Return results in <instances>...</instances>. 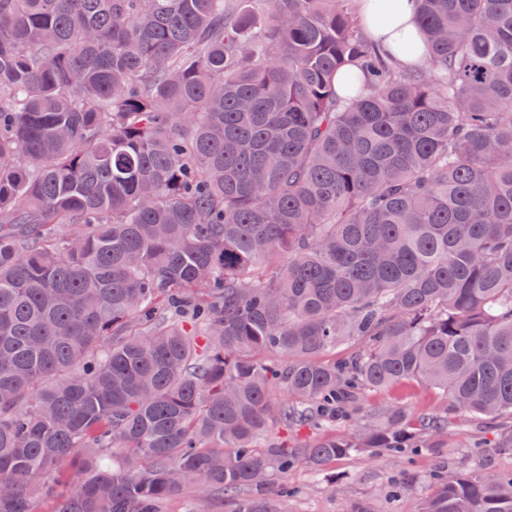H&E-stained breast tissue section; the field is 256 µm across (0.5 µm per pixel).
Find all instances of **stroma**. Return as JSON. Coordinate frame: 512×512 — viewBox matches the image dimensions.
I'll return each mask as SVG.
<instances>
[{
	"label": "stroma",
	"instance_id": "1",
	"mask_svg": "<svg viewBox=\"0 0 512 512\" xmlns=\"http://www.w3.org/2000/svg\"><path fill=\"white\" fill-rule=\"evenodd\" d=\"M398 402L415 414H432L442 406L433 390L415 385L371 392L365 408L373 411ZM498 426L495 419L463 415L453 426L457 447L437 454L393 455L366 448L337 461L331 477L299 466L288 475L289 485L298 494L280 501L279 512H420L429 491L428 477L436 466L453 475L466 473L478 463L489 472L512 470L511 454L465 445L470 438H492Z\"/></svg>",
	"mask_w": 512,
	"mask_h": 512
}]
</instances>
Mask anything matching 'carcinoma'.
Returning <instances> with one entry per match:
<instances>
[{"label":"carcinoma","instance_id":"1","mask_svg":"<svg viewBox=\"0 0 512 512\" xmlns=\"http://www.w3.org/2000/svg\"><path fill=\"white\" fill-rule=\"evenodd\" d=\"M418 2L399 70L358 0H0V512H276L512 420V0ZM404 382L443 410L365 415ZM430 483L512 512V471Z\"/></svg>","mask_w":512,"mask_h":512}]
</instances>
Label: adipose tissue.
Wrapping results in <instances>:
<instances>
[{"label":"adipose tissue","mask_w":512,"mask_h":512,"mask_svg":"<svg viewBox=\"0 0 512 512\" xmlns=\"http://www.w3.org/2000/svg\"><path fill=\"white\" fill-rule=\"evenodd\" d=\"M362 12L369 35L382 49L394 56L400 68H420L426 64V50L415 44L419 28L415 0H399L391 11L383 14L367 6L363 7ZM406 40L415 44L414 49L408 53L399 49L400 43Z\"/></svg>","instance_id":"obj_1"}]
</instances>
